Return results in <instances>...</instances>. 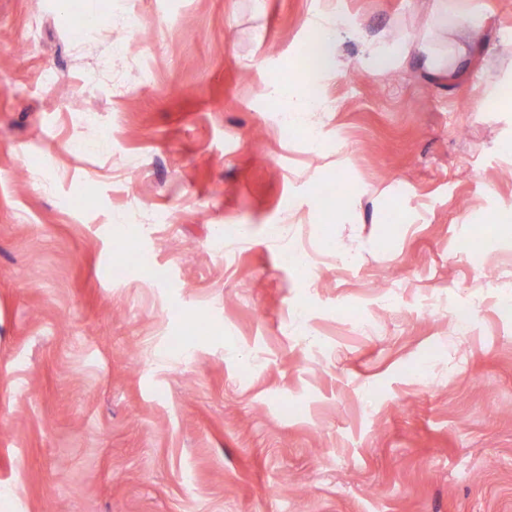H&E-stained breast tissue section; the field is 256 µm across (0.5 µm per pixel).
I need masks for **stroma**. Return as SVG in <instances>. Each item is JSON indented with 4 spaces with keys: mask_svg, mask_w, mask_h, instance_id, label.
I'll list each match as a JSON object with an SVG mask.
<instances>
[{
    "mask_svg": "<svg viewBox=\"0 0 512 512\" xmlns=\"http://www.w3.org/2000/svg\"><path fill=\"white\" fill-rule=\"evenodd\" d=\"M467 2L436 76L433 0H336L314 81L326 0H0V512H512V0ZM485 27V18L474 9H462L458 14L457 29L462 38L455 58L448 62V55H435L425 51L426 66L438 72L447 73L448 69L460 64L466 57L467 45L480 39ZM345 24L344 19L336 12V18L326 16L324 22L317 26L306 46L308 56L313 62L310 68L313 76L338 70L336 37L338 29ZM406 52V46L396 41L389 44L372 45L369 50V57L372 65L378 68L385 65L392 57L403 56ZM277 94L284 100V111L286 123L301 124L312 112H324V101L319 98L315 100L308 91L299 85H289L288 88H276Z\"/></svg>",
    "mask_w": 512,
    "mask_h": 512,
    "instance_id": "obj_1",
    "label": "stroma"
}]
</instances>
